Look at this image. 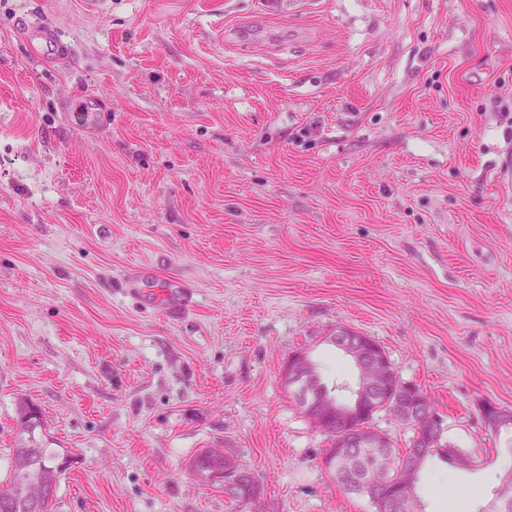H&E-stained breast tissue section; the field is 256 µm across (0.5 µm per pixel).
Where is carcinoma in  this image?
<instances>
[{
    "label": "carcinoma",
    "mask_w": 512,
    "mask_h": 512,
    "mask_svg": "<svg viewBox=\"0 0 512 512\" xmlns=\"http://www.w3.org/2000/svg\"><path fill=\"white\" fill-rule=\"evenodd\" d=\"M404 453L393 446L373 450L360 448L356 454L344 459L324 457L327 470L342 488L358 493V487L371 484L380 493L381 502L374 505L376 512H424L418 496V484L422 471L402 466ZM438 458L460 469L470 470L478 466V460L467 452L446 445V451L434 449L427 452L421 465ZM58 456L35 444L13 449L9 473L0 480V512H53L57 493V482L62 469ZM232 467L246 470L234 457L211 449L200 452L192 464L195 476L213 469ZM42 490L37 503L29 496ZM493 502L502 512H512V470L502 478L494 490Z\"/></svg>",
    "instance_id": "1"
}]
</instances>
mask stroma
I'll return each mask as SVG.
<instances>
[{
    "mask_svg": "<svg viewBox=\"0 0 512 512\" xmlns=\"http://www.w3.org/2000/svg\"><path fill=\"white\" fill-rule=\"evenodd\" d=\"M81 3L0 0V475L33 442L69 461L57 512H249L193 475L219 448L264 512H374L281 375L305 347L354 381L340 324L481 461L432 460L424 512L438 472L483 512L512 468L480 413L512 410V0ZM86 94L94 134L63 115ZM22 30L27 50L35 58L60 61L68 54V45L58 30L31 20L24 21ZM148 291H144L155 303L161 307H167L175 302L179 294V286L172 281H158L155 279H147L144 281Z\"/></svg>",
    "mask_w": 512,
    "mask_h": 512,
    "instance_id": "stroma-1",
    "label": "stroma"
}]
</instances>
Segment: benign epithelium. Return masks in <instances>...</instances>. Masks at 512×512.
Masks as SVG:
<instances>
[{"instance_id": "1", "label": "benign epithelium", "mask_w": 512, "mask_h": 512, "mask_svg": "<svg viewBox=\"0 0 512 512\" xmlns=\"http://www.w3.org/2000/svg\"><path fill=\"white\" fill-rule=\"evenodd\" d=\"M329 341L348 355L356 364L360 388L346 400L328 402L318 398L310 391L305 397V405L315 409V416L310 419L315 427L325 430L334 428V433L340 434L337 439L339 450L347 448H379L387 440L388 435L379 429L356 428L353 426L357 406L367 401L369 390L390 389L392 378L397 371L385 350L375 339L354 328H338L330 333ZM283 377L289 382L308 380L311 375L310 360L306 351L297 350L291 354L283 365ZM387 402L394 405L395 414L406 419L416 420L428 415L424 434L417 435L418 441H438L444 431L443 420L433 412L427 413L419 390L408 383L402 384L390 393ZM481 415L486 426L496 431L512 422V413L492 404L481 407ZM211 483H221L227 488L239 490L245 487V477L231 470L224 472L213 471L204 476Z\"/></svg>"}]
</instances>
